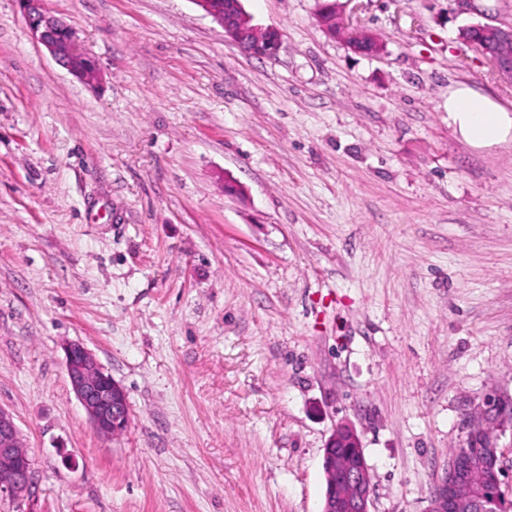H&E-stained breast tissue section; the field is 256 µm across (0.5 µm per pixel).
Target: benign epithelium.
Instances as JSON below:
<instances>
[{
  "label": "benign epithelium",
  "instance_id": "7a95c632",
  "mask_svg": "<svg viewBox=\"0 0 512 512\" xmlns=\"http://www.w3.org/2000/svg\"><path fill=\"white\" fill-rule=\"evenodd\" d=\"M26 23L50 55L78 78L90 81L96 63L83 50L72 29L62 20L46 13L43 0H20ZM207 15L224 28V38L247 54L274 58L281 47V33L253 23L249 14L240 13L224 19L222 0H193ZM476 33L484 46L477 50L503 77L512 78V22L499 25L472 24L461 28L459 40L474 45L470 34ZM65 366L71 388L85 409L98 437L109 440L128 424L129 407L123 388L99 364L94 353L80 342L64 344ZM353 448L364 456L361 438L355 427L346 422L336 424L323 453L322 467L328 477L321 512H370L374 491L373 476L367 465L340 469L336 449ZM502 450L492 444L478 460L448 459L443 475L434 486L426 512H489L487 501L491 487L481 486L482 470L490 463L501 462ZM32 461L13 416L0 408V472L7 480L0 491L14 496L28 493Z\"/></svg>",
  "mask_w": 512,
  "mask_h": 512
}]
</instances>
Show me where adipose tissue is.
<instances>
[{
  "label": "adipose tissue",
  "instance_id": "ef3b65f1",
  "mask_svg": "<svg viewBox=\"0 0 512 512\" xmlns=\"http://www.w3.org/2000/svg\"><path fill=\"white\" fill-rule=\"evenodd\" d=\"M448 115L460 134L476 146H491L512 133V108L459 86L448 94Z\"/></svg>",
  "mask_w": 512,
  "mask_h": 512
}]
</instances>
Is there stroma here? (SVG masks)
I'll return each mask as SVG.
<instances>
[{
  "label": "stroma",
  "mask_w": 512,
  "mask_h": 512,
  "mask_svg": "<svg viewBox=\"0 0 512 512\" xmlns=\"http://www.w3.org/2000/svg\"><path fill=\"white\" fill-rule=\"evenodd\" d=\"M242 0L282 33L245 55L193 0H44L85 82L0 0V408L32 487L0 512H321L355 426L371 512H425L489 396L512 398V138L468 143L465 84L512 80L459 42L512 0ZM77 341L124 388L100 439ZM71 388L85 409L95 433L104 440L120 434L128 424L129 407L123 388L80 342L64 344Z\"/></svg>",
  "instance_id": "35a3bbf8"
}]
</instances>
